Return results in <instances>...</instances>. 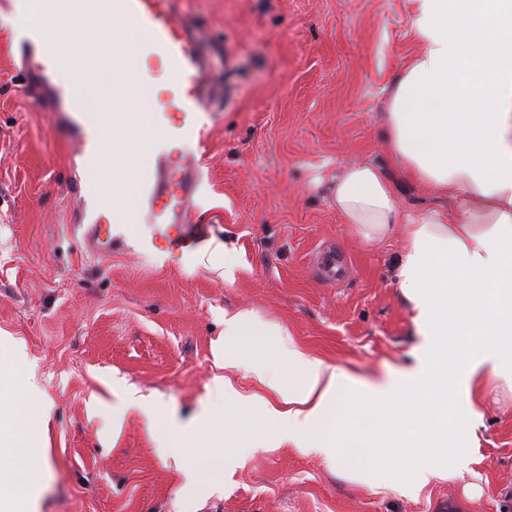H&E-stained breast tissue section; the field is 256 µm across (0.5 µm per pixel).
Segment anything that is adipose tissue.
<instances>
[{"instance_id": "1", "label": "adipose tissue", "mask_w": 512, "mask_h": 512, "mask_svg": "<svg viewBox=\"0 0 512 512\" xmlns=\"http://www.w3.org/2000/svg\"><path fill=\"white\" fill-rule=\"evenodd\" d=\"M420 51L394 81L386 140L395 164L447 198L444 208L401 213L382 169L354 164L331 183L337 213L366 242L402 225L393 262L410 303L414 362L362 381L306 356L277 327L237 313L224 320L217 356L239 363L228 342L274 336L271 359L253 365L267 395H241L227 373L214 377L211 405L191 423L210 436L221 468L241 464L261 427L281 443L322 457L350 479L415 495L472 460L481 415L474 390L484 377L512 391V0H414ZM0 372V512H38L27 455V407ZM224 418L236 443L212 432Z\"/></svg>"}]
</instances>
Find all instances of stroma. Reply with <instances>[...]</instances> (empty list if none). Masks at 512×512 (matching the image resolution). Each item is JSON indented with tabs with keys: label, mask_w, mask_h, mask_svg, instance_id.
I'll list each match as a JSON object with an SVG mask.
<instances>
[{
	"label": "stroma",
	"mask_w": 512,
	"mask_h": 512,
	"mask_svg": "<svg viewBox=\"0 0 512 512\" xmlns=\"http://www.w3.org/2000/svg\"><path fill=\"white\" fill-rule=\"evenodd\" d=\"M15 2L0 0V336L27 348L18 389L52 407L30 459L39 512H512V396L489 379L468 470L414 497L278 446L270 428L225 474L204 470L207 440L165 458L150 435L207 406L213 346L239 312L367 382L412 364L418 338L389 269L401 238L357 239L328 194L348 165L392 166L385 112L419 50L412 0H178L223 92L180 140L210 231L162 255L144 250L140 219L87 251L76 113L57 111L23 61ZM330 244L351 268L340 284L322 275ZM125 388L161 399L155 427L89 412Z\"/></svg>",
	"instance_id": "stroma-1"
}]
</instances>
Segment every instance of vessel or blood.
I'll return each mask as SVG.
<instances>
[{
    "label": "vessel or blood",
    "instance_id": "vessel-or-blood-1",
    "mask_svg": "<svg viewBox=\"0 0 512 512\" xmlns=\"http://www.w3.org/2000/svg\"><path fill=\"white\" fill-rule=\"evenodd\" d=\"M115 14L133 23L138 55L164 64L170 74V88L159 98L153 116L162 146L141 168L136 205L151 226V248L159 253L178 251L195 239L192 198L197 178L181 151L168 143L174 131L196 127L201 113L209 109L214 88L198 38L179 18L171 0H115ZM129 233L124 211L113 207L109 196H101L84 235L88 247L111 249L113 238Z\"/></svg>",
    "mask_w": 512,
    "mask_h": 512
}]
</instances>
